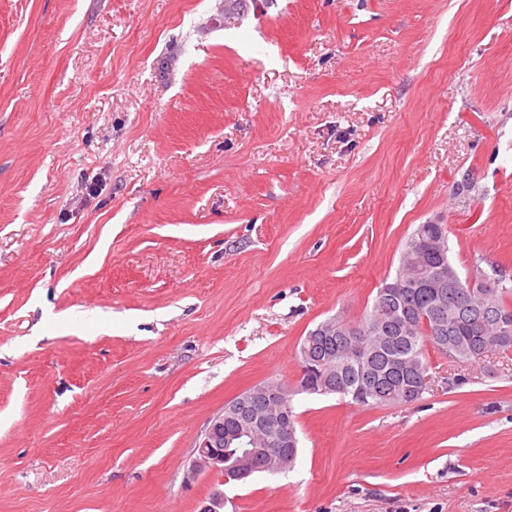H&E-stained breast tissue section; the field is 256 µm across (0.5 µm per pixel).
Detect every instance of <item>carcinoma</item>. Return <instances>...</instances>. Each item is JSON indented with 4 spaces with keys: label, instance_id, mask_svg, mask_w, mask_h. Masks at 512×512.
<instances>
[{
    "label": "carcinoma",
    "instance_id": "obj_1",
    "mask_svg": "<svg viewBox=\"0 0 512 512\" xmlns=\"http://www.w3.org/2000/svg\"><path fill=\"white\" fill-rule=\"evenodd\" d=\"M437 235L448 241L447 225L420 224L408 238L395 277L378 288L364 319L355 325V335L361 337V345L354 348L357 355L345 348L346 325L340 319L334 336L308 331L299 360L321 363L318 372H304L299 391L338 395L367 408L397 405L405 394L427 390V344L456 363L512 352V286L500 277L488 290L489 275L480 271L462 277L447 245L439 255L418 249V241ZM433 277L446 280L442 303L433 299L434 289L428 287ZM486 300L508 325L509 334L483 321L479 308Z\"/></svg>",
    "mask_w": 512,
    "mask_h": 512
}]
</instances>
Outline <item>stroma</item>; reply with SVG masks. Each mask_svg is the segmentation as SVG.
<instances>
[{"label": "stroma", "mask_w": 512, "mask_h": 512, "mask_svg": "<svg viewBox=\"0 0 512 512\" xmlns=\"http://www.w3.org/2000/svg\"><path fill=\"white\" fill-rule=\"evenodd\" d=\"M0 0V512H512V354L294 396L285 472L186 483L420 224L512 277V0Z\"/></svg>", "instance_id": "obj_1"}]
</instances>
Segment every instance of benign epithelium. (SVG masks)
Here are the masks:
<instances>
[{
    "instance_id": "benign-epithelium-1",
    "label": "benign epithelium",
    "mask_w": 512,
    "mask_h": 512,
    "mask_svg": "<svg viewBox=\"0 0 512 512\" xmlns=\"http://www.w3.org/2000/svg\"><path fill=\"white\" fill-rule=\"evenodd\" d=\"M288 394V388L269 381L254 385L225 403V408L238 414L236 432L224 436V412L213 415L186 469V482H193L203 471L220 473L227 484L245 479L257 469L267 473L287 470L293 459L290 446L294 438L293 431L282 423V407ZM226 445L245 448L231 470L224 469ZM224 504V491L216 489L200 502L199 512H224Z\"/></svg>"
}]
</instances>
